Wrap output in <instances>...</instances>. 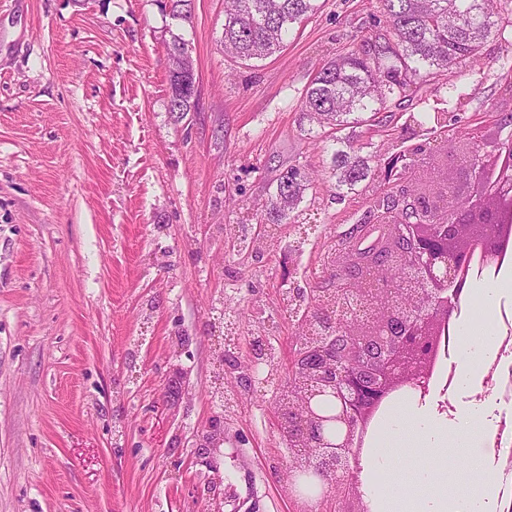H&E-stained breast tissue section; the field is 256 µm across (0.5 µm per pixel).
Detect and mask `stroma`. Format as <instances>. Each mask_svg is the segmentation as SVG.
<instances>
[{
  "label": "stroma",
  "mask_w": 512,
  "mask_h": 512,
  "mask_svg": "<svg viewBox=\"0 0 512 512\" xmlns=\"http://www.w3.org/2000/svg\"><path fill=\"white\" fill-rule=\"evenodd\" d=\"M320 8L266 60L220 47L224 0H192L188 20L160 0H0V512H296L273 456L274 392L225 413L214 391L217 319L229 300L239 333L275 328L282 364L295 330L279 292L318 267L364 220L384 177L337 195L329 155L303 130L302 98L328 59L378 16L379 0ZM189 43L199 108L166 110L171 33ZM458 92L431 82L386 127L374 152H404L428 186L460 170L467 135L512 115V0ZM448 125H413L434 112ZM319 179L298 209L315 231L302 254L287 225L267 227L260 258L224 232L257 224L287 166ZM223 423L216 467L198 442ZM401 512L469 476L430 473L421 435L396 449Z\"/></svg>",
  "instance_id": "1"
}]
</instances>
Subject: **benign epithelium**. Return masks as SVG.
<instances>
[{"mask_svg": "<svg viewBox=\"0 0 512 512\" xmlns=\"http://www.w3.org/2000/svg\"><path fill=\"white\" fill-rule=\"evenodd\" d=\"M477 142L481 153L495 154L505 171L512 173V153L501 136L490 139L479 134ZM462 181L465 195L446 224L432 223V214L425 211L427 190L413 182L395 184L393 192L400 201L397 217L383 214L375 223L385 225L384 249L410 259L409 273L393 288H370V275L377 274L379 266L362 264V273L354 277L360 287L349 289L347 296L361 318L338 324L343 346L338 349L319 336L307 350H296L290 368L297 369L300 378L289 388L280 414L298 429L297 447L308 449L298 453L284 471L298 503L319 502L334 488L336 512H368L351 473L359 453L355 442L363 414L380 405L396 385L407 383L425 399L430 341L437 323L447 318L463 290L455 268L468 258L461 238L475 221L487 227L488 256L496 254L493 225L499 215L481 188V160H470ZM217 360L236 379L252 382L257 376L255 368L243 367L237 355L226 359L221 350ZM226 439L224 427L217 424L202 437L200 446L218 448Z\"/></svg>", "mask_w": 512, "mask_h": 512, "instance_id": "benign-epithelium-1", "label": "benign epithelium"}]
</instances>
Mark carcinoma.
<instances>
[{
    "mask_svg": "<svg viewBox=\"0 0 512 512\" xmlns=\"http://www.w3.org/2000/svg\"><path fill=\"white\" fill-rule=\"evenodd\" d=\"M381 18L367 35L352 36V47L328 60L305 89L302 115L309 122L334 130L331 138L330 177L336 194L351 193L363 181L374 179L378 168L390 177L394 169L411 166L407 156L397 154L385 160L363 153L354 129L382 127L392 113L390 105L410 102L421 85L444 81L455 89L452 70L480 55L482 46L498 32L497 0H380ZM318 10V0H224V54L247 62L263 60L280 51L288 33ZM188 42L171 35L167 54L171 67L188 65L182 50ZM177 94L167 101L170 112H190L197 104L189 89L169 79ZM346 128L353 132L342 136ZM313 183L305 169L286 167L270 186L264 220L282 224L304 201ZM381 267L379 279L389 284L401 281L407 260L390 254ZM322 273L329 274L324 288H294L302 305L290 316L306 319L312 335L329 331L331 316H340L346 305V288L354 271L339 262L336 253L325 254Z\"/></svg>",
    "mask_w": 512,
    "mask_h": 512,
    "instance_id": "carcinoma-1",
    "label": "carcinoma"
}]
</instances>
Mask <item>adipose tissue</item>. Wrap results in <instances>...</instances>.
Instances as JSON below:
<instances>
[{
  "label": "adipose tissue",
  "instance_id": "obj_1",
  "mask_svg": "<svg viewBox=\"0 0 512 512\" xmlns=\"http://www.w3.org/2000/svg\"><path fill=\"white\" fill-rule=\"evenodd\" d=\"M461 334L464 347L458 388L466 391L472 385L475 366L491 350L494 337L490 325L476 326L469 322L462 324ZM491 414L490 408H473L464 414L454 415L443 425L429 420L423 409L415 410L407 423L397 417L389 418L387 433L377 440L375 448L370 449L362 472L369 512H388L398 502L400 490L392 475L389 444L409 424L422 428L435 471L445 473L454 470L457 463L464 461L478 476L476 485L460 484L450 495L424 501L421 512H496V502L480 490L481 485L489 483L492 469L480 450V426L488 421Z\"/></svg>",
  "mask_w": 512,
  "mask_h": 512
}]
</instances>
